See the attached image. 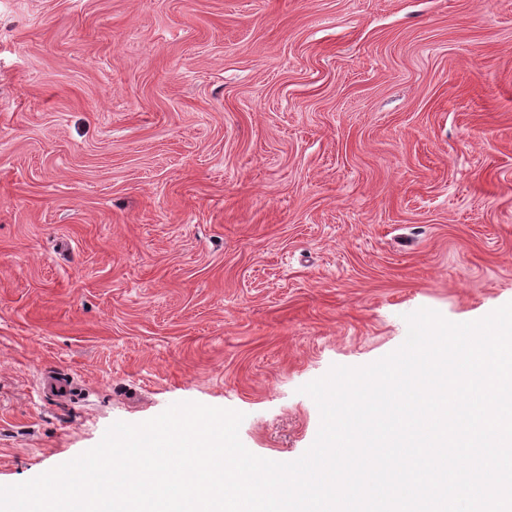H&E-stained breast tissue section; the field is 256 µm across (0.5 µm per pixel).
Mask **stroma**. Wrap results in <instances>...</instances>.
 <instances>
[{
	"label": "stroma",
	"instance_id": "obj_1",
	"mask_svg": "<svg viewBox=\"0 0 512 512\" xmlns=\"http://www.w3.org/2000/svg\"><path fill=\"white\" fill-rule=\"evenodd\" d=\"M509 302L512 0H0V485Z\"/></svg>",
	"mask_w": 512,
	"mask_h": 512
}]
</instances>
